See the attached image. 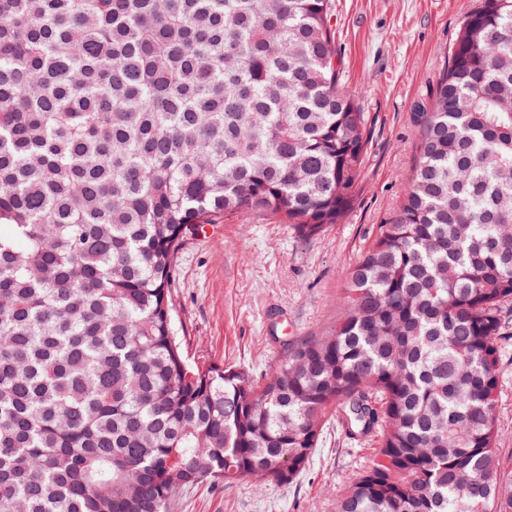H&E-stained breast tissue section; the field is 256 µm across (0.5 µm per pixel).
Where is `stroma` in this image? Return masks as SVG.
<instances>
[{
	"mask_svg": "<svg viewBox=\"0 0 512 512\" xmlns=\"http://www.w3.org/2000/svg\"><path fill=\"white\" fill-rule=\"evenodd\" d=\"M341 82L369 117L357 200L344 223L303 240L278 217L253 213L188 231L179 251L174 332L190 361L270 373L299 342L328 334L345 276L403 198L415 155V103L436 85L474 0H333ZM496 421L512 464V313ZM372 461L328 423L289 484L199 485L170 512H336Z\"/></svg>",
	"mask_w": 512,
	"mask_h": 512,
	"instance_id": "stroma-1",
	"label": "stroma"
}]
</instances>
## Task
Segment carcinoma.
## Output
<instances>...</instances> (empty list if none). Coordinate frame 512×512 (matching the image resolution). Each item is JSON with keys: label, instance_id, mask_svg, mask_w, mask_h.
I'll use <instances>...</instances> for the list:
<instances>
[{"label": "carcinoma", "instance_id": "obj_1", "mask_svg": "<svg viewBox=\"0 0 512 512\" xmlns=\"http://www.w3.org/2000/svg\"><path fill=\"white\" fill-rule=\"evenodd\" d=\"M333 0H0V512H169L288 484L326 424L374 459L338 512H512L495 422L512 305V0H477L399 210L336 329L271 373L174 334L183 233L353 209L367 113Z\"/></svg>", "mask_w": 512, "mask_h": 512}]
</instances>
